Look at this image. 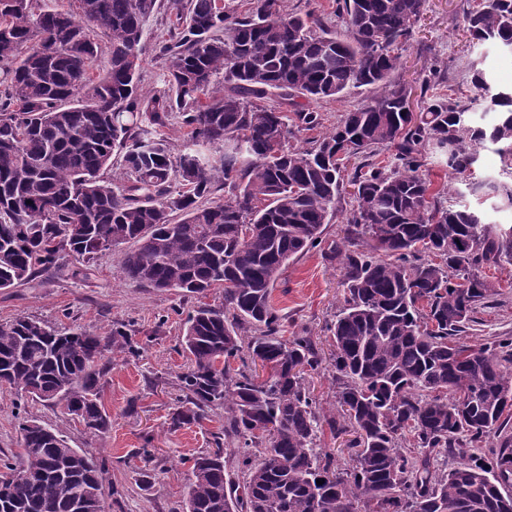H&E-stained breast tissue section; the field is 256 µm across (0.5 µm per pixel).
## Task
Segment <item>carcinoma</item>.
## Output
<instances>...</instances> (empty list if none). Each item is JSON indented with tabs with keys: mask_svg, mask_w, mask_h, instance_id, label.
<instances>
[{
	"mask_svg": "<svg viewBox=\"0 0 512 512\" xmlns=\"http://www.w3.org/2000/svg\"><path fill=\"white\" fill-rule=\"evenodd\" d=\"M75 2L0 0V290L67 257L85 276L126 244L124 279L202 299L224 289V302L188 314L182 337L190 365L171 428L224 411L216 448L193 458L182 512H512V336L461 340L499 294L482 269L512 262V226L444 205L420 173L429 156L464 173L487 142L506 145L512 170V89L491 90L477 68L480 96L432 95L407 113L392 49L424 0H342V35L281 0H250L245 12L231 0H174V33L160 47L170 92L144 97L141 39L158 0ZM464 24L512 50V0H486ZM102 53L108 67L94 78ZM361 86L377 90L370 103L310 146L288 144L281 105L311 131L321 116L297 99ZM172 119L187 129L176 153L161 133ZM379 146L394 149L395 169L355 167L348 235L328 251L345 299L330 326L336 401L326 411L307 383L322 360L309 337L279 336L271 294L288 261L322 244L344 162ZM116 151L122 172L110 177ZM112 348L138 352L126 325L101 334L28 316L0 323V386L104 433L98 386ZM247 357L270 367L266 380ZM326 427L350 436L349 464L317 444ZM19 433L23 463L0 465V478L12 476L0 512H78L79 496L83 512H105L119 494L105 485L106 462L60 431L27 419ZM491 437L492 456L475 453ZM442 453L456 461L448 471L436 465Z\"/></svg>",
	"mask_w": 512,
	"mask_h": 512,
	"instance_id": "cac0c4a2",
	"label": "carcinoma"
}]
</instances>
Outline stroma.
Instances as JSON below:
<instances>
[{
    "mask_svg": "<svg viewBox=\"0 0 512 512\" xmlns=\"http://www.w3.org/2000/svg\"><path fill=\"white\" fill-rule=\"evenodd\" d=\"M474 0H425L424 9L396 52L399 67L391 82L404 86L412 110L422 105L421 91L467 99L474 94L470 82L472 64H479L493 87L512 88V55L487 43H472L464 31V13ZM176 20L172 0H159L141 42L143 95H160L169 89L167 70L159 47L167 40ZM369 88L351 89L338 99L311 101L310 111L320 113L322 130H329L344 112L371 101ZM426 172L436 182H447V205L469 206L484 212L491 224L512 226V208L502 205L493 192L472 193L476 181L512 184L498 145L479 151L474 171L445 176L435 164ZM121 251L101 255L88 278L70 274L76 265L66 258L64 270L37 281L0 291V323L30 316L56 328L82 326L101 332L125 323L135 330L137 355L106 353L107 371L100 381V400L110 417L106 433H92L60 405L32 399L24 392L0 387V459L21 464L19 424L35 419L62 432L71 447L109 461L106 479L118 487L120 497L108 499L106 512H182L190 475L189 459L210 451L214 437L224 428L223 414L210 415L201 423L171 429L170 416L179 405L178 376L189 360L181 347L184 321L198 303L173 291L143 288L121 279ZM488 281L500 286L506 298L492 301L477 314L479 327L470 335L473 343L497 336H512V264L485 269ZM272 304L284 317V336L311 337L322 359L330 357L328 326L343 302L342 272L315 248L290 261L271 294ZM150 455H143V448ZM149 470V487L139 483L141 470Z\"/></svg>",
    "mask_w": 512,
    "mask_h": 512,
    "instance_id": "35a3bbf8",
    "label": "stroma"
}]
</instances>
